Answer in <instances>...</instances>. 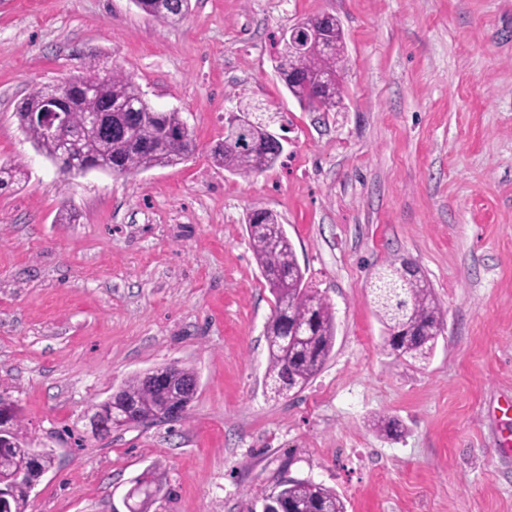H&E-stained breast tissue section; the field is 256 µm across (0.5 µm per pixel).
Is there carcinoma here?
Returning <instances> with one entry per match:
<instances>
[{"mask_svg": "<svg viewBox=\"0 0 512 512\" xmlns=\"http://www.w3.org/2000/svg\"><path fill=\"white\" fill-rule=\"evenodd\" d=\"M145 14L167 23L182 20L190 0H181L178 11L160 9L159 0H135ZM328 50L310 45L293 58L297 74L298 101L315 110L330 112L342 103L338 81L345 61V40L336 18L326 21ZM51 86H37L16 112L22 130L45 157H55L59 144L46 139L40 127L28 121L29 113L41 108ZM63 98L70 115V130L86 161H100L119 175L155 167L173 166L195 151L191 132L184 129L180 113L151 107L135 81L120 71L101 78L89 70L67 79ZM112 105V124L124 125L126 135L106 136L85 124L90 112ZM280 157L275 146L265 142L264 125L248 130L246 142L224 138L211 149L212 162L228 171L249 176L271 168ZM27 177L21 165L0 166V187ZM254 259L275 298V313L264 336L268 359L266 386L275 397L293 389H304L322 370L336 342V321L330 303L306 284L305 270L297 262L293 242L283 230L277 214L261 210L247 225ZM402 265L390 264L375 274V304L385 333L402 329L404 335L392 354L415 364L428 361L444 330V311L433 288L422 275L402 279ZM155 375L136 374L97 406L103 413L127 406L129 423L166 421V407L186 410L191 398L181 388L194 372L177 364L154 369ZM17 412H12L5 435L13 447H0V485L10 489L8 512H27L30 489L52 468L54 457L46 448H33L16 431ZM373 429L387 436L399 433V425L388 416L373 420ZM156 478L144 473L134 480L127 512H150L159 500L170 497ZM262 512H346L341 496L333 489L305 479L280 482L263 498Z\"/></svg>", "mask_w": 512, "mask_h": 512, "instance_id": "1", "label": "carcinoma"}]
</instances>
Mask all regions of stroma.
I'll return each mask as SVG.
<instances>
[{"mask_svg":"<svg viewBox=\"0 0 512 512\" xmlns=\"http://www.w3.org/2000/svg\"><path fill=\"white\" fill-rule=\"evenodd\" d=\"M343 29V106L313 111L275 71L282 31ZM121 69L177 111L188 160L129 177L66 175L15 112L35 85ZM286 129L278 162L215 166L240 99ZM0 395L54 465L27 512H262L279 480L336 490L346 512H512V0H191L169 26L133 0H0ZM278 214L336 344L300 391L271 398L275 299L246 230ZM73 224L58 223L61 211ZM446 312L429 361L396 359L370 281L393 260ZM198 385L182 418L93 437L87 412L167 363ZM399 421L386 437L372 416ZM156 480L149 473H143L134 480L129 493L128 512H150L149 509L154 503L170 497L171 491L164 490V487L162 490V486L155 483Z\"/></svg>","mask_w":512,"mask_h":512,"instance_id":"1","label":"stroma"}]
</instances>
